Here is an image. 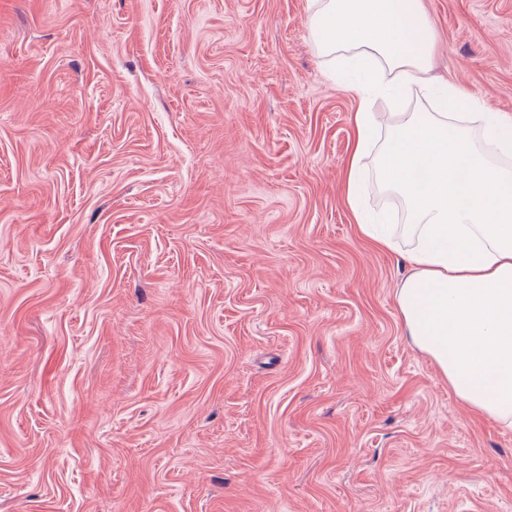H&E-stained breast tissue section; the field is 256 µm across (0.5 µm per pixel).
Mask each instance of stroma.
I'll return each instance as SVG.
<instances>
[{
  "label": "stroma",
  "mask_w": 512,
  "mask_h": 512,
  "mask_svg": "<svg viewBox=\"0 0 512 512\" xmlns=\"http://www.w3.org/2000/svg\"><path fill=\"white\" fill-rule=\"evenodd\" d=\"M512 113V0H422ZM308 0H0V512H512L405 329ZM362 203L408 215L366 160Z\"/></svg>",
  "instance_id": "obj_1"
}]
</instances>
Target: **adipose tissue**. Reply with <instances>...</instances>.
I'll return each mask as SVG.
<instances>
[{
	"instance_id": "ef3b65f1",
	"label": "adipose tissue",
	"mask_w": 512,
	"mask_h": 512,
	"mask_svg": "<svg viewBox=\"0 0 512 512\" xmlns=\"http://www.w3.org/2000/svg\"><path fill=\"white\" fill-rule=\"evenodd\" d=\"M308 27L320 55L345 58L358 73L344 189L359 236L378 250L398 247L387 216L358 206L367 153L383 188L406 204L411 273L397 303L408 335L461 401L512 426V170L485 151L512 152V116L475 111L453 85L436 90L437 111H404L434 48L422 0H309ZM376 92L396 108L379 146L380 124L365 108Z\"/></svg>"
}]
</instances>
